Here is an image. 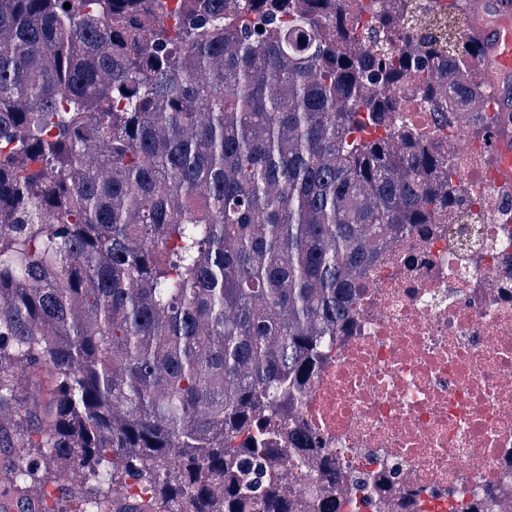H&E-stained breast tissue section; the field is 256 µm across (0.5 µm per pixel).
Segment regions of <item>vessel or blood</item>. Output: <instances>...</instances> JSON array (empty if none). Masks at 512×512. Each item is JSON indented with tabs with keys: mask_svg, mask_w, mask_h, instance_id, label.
<instances>
[{
	"mask_svg": "<svg viewBox=\"0 0 512 512\" xmlns=\"http://www.w3.org/2000/svg\"><path fill=\"white\" fill-rule=\"evenodd\" d=\"M476 33L486 42V56L481 69L486 86L502 101L512 100V0H474ZM501 179L512 177V128L502 127L492 143Z\"/></svg>",
	"mask_w": 512,
	"mask_h": 512,
	"instance_id": "1",
	"label": "vessel or blood"
}]
</instances>
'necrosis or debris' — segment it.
I'll return each mask as SVG.
<instances>
[{"mask_svg": "<svg viewBox=\"0 0 512 512\" xmlns=\"http://www.w3.org/2000/svg\"><path fill=\"white\" fill-rule=\"evenodd\" d=\"M396 123L466 143L459 184L477 203L460 223L390 245L369 271L352 335L341 337L297 411L351 482L356 512H512V186L479 164L489 136L468 118L398 112ZM386 474L391 497L358 478ZM500 490L484 499L487 486Z\"/></svg>", "mask_w": 512, "mask_h": 512, "instance_id": "necrosis-or-debris-1", "label": "necrosis or debris"}]
</instances>
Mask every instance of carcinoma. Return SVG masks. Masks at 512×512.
I'll return each instance as SVG.
<instances>
[{
	"label": "carcinoma",
	"instance_id": "obj_1",
	"mask_svg": "<svg viewBox=\"0 0 512 512\" xmlns=\"http://www.w3.org/2000/svg\"><path fill=\"white\" fill-rule=\"evenodd\" d=\"M448 29L419 0H0V447L36 449L1 484L63 460L86 505L127 477L149 512L354 506L293 417L375 260L468 209L392 120L411 79L477 110L485 46Z\"/></svg>",
	"mask_w": 512,
	"mask_h": 512
}]
</instances>
